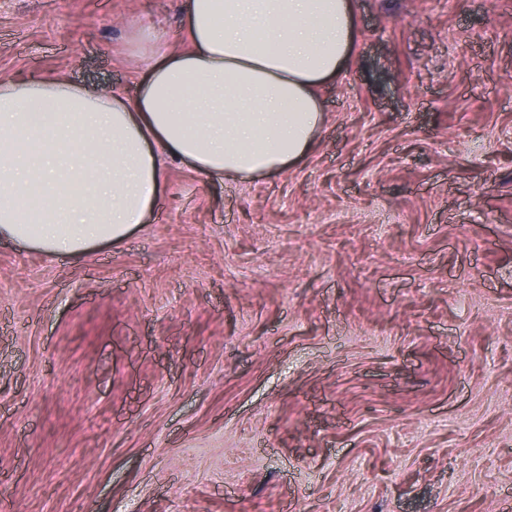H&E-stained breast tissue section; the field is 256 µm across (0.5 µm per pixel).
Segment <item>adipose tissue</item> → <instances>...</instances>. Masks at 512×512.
<instances>
[{
	"label": "adipose tissue",
	"instance_id": "1",
	"mask_svg": "<svg viewBox=\"0 0 512 512\" xmlns=\"http://www.w3.org/2000/svg\"><path fill=\"white\" fill-rule=\"evenodd\" d=\"M189 46L143 53L140 95L0 80V240L81 256L142 224L165 157L208 177L288 170L346 68L354 0H187Z\"/></svg>",
	"mask_w": 512,
	"mask_h": 512
}]
</instances>
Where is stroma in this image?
I'll return each mask as SVG.
<instances>
[{
	"label": "stroma",
	"instance_id": "stroma-1",
	"mask_svg": "<svg viewBox=\"0 0 512 512\" xmlns=\"http://www.w3.org/2000/svg\"><path fill=\"white\" fill-rule=\"evenodd\" d=\"M186 0H0V80L133 99ZM310 153L167 160L118 243H0L11 512H503L512 0H356Z\"/></svg>",
	"mask_w": 512,
	"mask_h": 512
}]
</instances>
